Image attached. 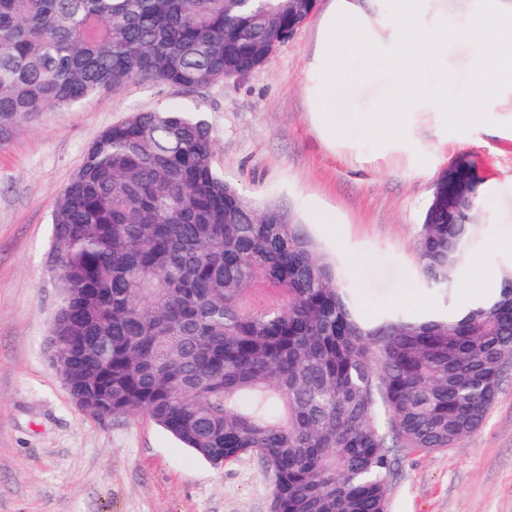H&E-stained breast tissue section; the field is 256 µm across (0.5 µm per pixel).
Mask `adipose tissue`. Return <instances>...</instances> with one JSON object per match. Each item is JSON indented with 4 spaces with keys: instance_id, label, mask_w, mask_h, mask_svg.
<instances>
[{
    "instance_id": "1",
    "label": "adipose tissue",
    "mask_w": 512,
    "mask_h": 512,
    "mask_svg": "<svg viewBox=\"0 0 512 512\" xmlns=\"http://www.w3.org/2000/svg\"><path fill=\"white\" fill-rule=\"evenodd\" d=\"M464 11L448 23L449 8ZM470 46L466 93L455 90L449 44ZM381 55L386 68L363 65ZM308 76L310 110L329 144L351 132L378 140L413 135L420 112L470 125L483 101L512 90V7L505 0H328Z\"/></svg>"
}]
</instances>
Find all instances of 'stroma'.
Instances as JSON below:
<instances>
[{
    "instance_id": "35a3bbf8",
    "label": "stroma",
    "mask_w": 512,
    "mask_h": 512,
    "mask_svg": "<svg viewBox=\"0 0 512 512\" xmlns=\"http://www.w3.org/2000/svg\"><path fill=\"white\" fill-rule=\"evenodd\" d=\"M314 41L310 21L247 79L132 82L44 112L0 146V512H269L272 478L258 459L213 466L145 416L97 423L50 364L61 302L51 215L85 148L132 113L205 119L216 171L306 224L365 317L443 314L490 297L512 269V94L465 128L420 113L416 135L386 152L357 133L331 148L307 110ZM461 154L482 166L495 201L445 297L422 282L414 242L438 175ZM314 212L335 214L334 228L310 223ZM389 454L388 512H512V368L460 446Z\"/></svg>"
}]
</instances>
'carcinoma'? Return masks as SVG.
Here are the masks:
<instances>
[{"label": "carcinoma", "mask_w": 512, "mask_h": 512, "mask_svg": "<svg viewBox=\"0 0 512 512\" xmlns=\"http://www.w3.org/2000/svg\"><path fill=\"white\" fill-rule=\"evenodd\" d=\"M309 20L288 0H0V143L132 81L202 88L262 67ZM466 164L438 175L415 251L448 295L476 226ZM50 362L98 423L145 415L216 466L259 458L270 512H387L403 448L460 445L512 366V271L440 317L372 320L279 206L212 165L178 108L106 128L60 191Z\"/></svg>", "instance_id": "obj_1"}]
</instances>
